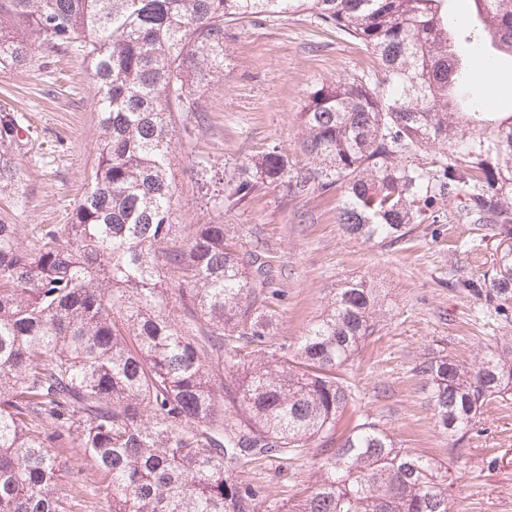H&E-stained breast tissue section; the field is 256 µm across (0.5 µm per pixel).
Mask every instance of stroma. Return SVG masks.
Returning a JSON list of instances; mask_svg holds the SVG:
<instances>
[{
	"instance_id": "1",
	"label": "stroma",
	"mask_w": 512,
	"mask_h": 512,
	"mask_svg": "<svg viewBox=\"0 0 512 512\" xmlns=\"http://www.w3.org/2000/svg\"><path fill=\"white\" fill-rule=\"evenodd\" d=\"M33 64L0 71V104H8L32 132L23 158L27 194L12 211L21 234L38 224H64L96 162L100 135L94 88L82 57L60 59L34 49ZM373 62L356 41L320 25L307 13L269 17L229 31L224 74L204 93L208 121L177 119L172 128L175 185L171 219L193 224H237L268 248L277 272L276 340L295 345L326 308L337 288L362 279L375 288L378 330L349 365L353 416L339 424L347 434L358 419H372L402 447L448 466L455 512H512V399L493 402L465 437L461 450L438 426L430 384L417 368L435 354L470 358L496 348L502 329L479 318L478 304L454 279L485 270L494 251L464 250L480 238L443 204L444 222L423 224L397 248L351 238L336 222L341 190L286 203L281 188L261 186L246 209L221 212L211 197L247 158L276 143L301 158L305 130L299 116L317 85L369 73ZM491 91H478L487 112L512 110V60L491 64ZM313 453L282 464L242 469L270 500L293 497L319 473Z\"/></svg>"
}]
</instances>
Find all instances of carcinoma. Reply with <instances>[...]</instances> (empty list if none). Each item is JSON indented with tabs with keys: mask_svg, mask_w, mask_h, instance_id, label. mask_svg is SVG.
<instances>
[{
	"mask_svg": "<svg viewBox=\"0 0 512 512\" xmlns=\"http://www.w3.org/2000/svg\"><path fill=\"white\" fill-rule=\"evenodd\" d=\"M459 28L448 0H0V71L32 46L80 52L100 117L97 159L68 224L22 239L0 215V512H63L106 491L108 512H453L448 466L403 448L374 421L339 441L354 401L339 376L376 331L375 290L351 280L293 355L274 342V270L236 224L171 223L174 114L205 120L203 89L224 73V35L309 12L360 42L381 78L313 89L298 163L277 145L248 158L214 203L249 206L275 184L293 201L341 188L337 221L384 248L440 202L486 224L491 266L452 283L512 323V113L464 98L481 73L475 44L512 58V0H473ZM29 126L0 104V195L25 197ZM424 146L438 149L416 160ZM224 365V382L213 378ZM440 427L464 438L512 394V338L468 363L419 364ZM92 463L68 495L48 448ZM317 449V484L270 502L238 469Z\"/></svg>",
	"mask_w": 512,
	"mask_h": 512,
	"instance_id": "1",
	"label": "carcinoma"
}]
</instances>
